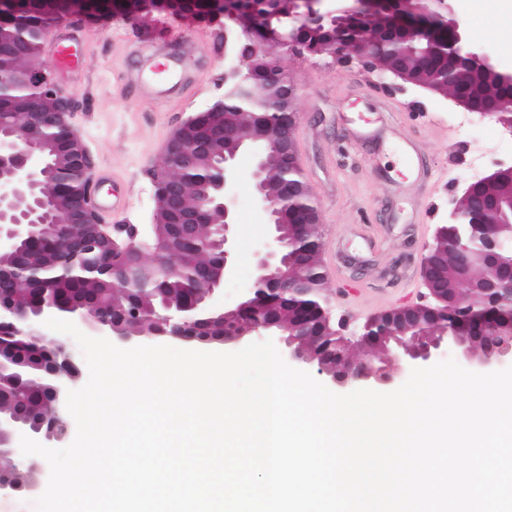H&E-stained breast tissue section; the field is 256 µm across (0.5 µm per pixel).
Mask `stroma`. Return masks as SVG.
<instances>
[{
  "instance_id": "stroma-1",
  "label": "stroma",
  "mask_w": 512,
  "mask_h": 512,
  "mask_svg": "<svg viewBox=\"0 0 512 512\" xmlns=\"http://www.w3.org/2000/svg\"><path fill=\"white\" fill-rule=\"evenodd\" d=\"M156 15L121 16L91 25L67 22L45 42L35 64L78 99L70 122L95 170L125 190L116 212L102 213L119 239L153 221L149 171L173 131L224 96V48L213 26L172 22L166 32L169 98L141 94L150 82ZM472 41L512 66V13L496 0L461 21ZM67 45L71 67L54 52ZM297 87L295 130L300 166L320 212L325 243L323 294L350 330L381 312L424 303L421 259L468 187L512 168V132L495 118L466 111L450 96L404 82L330 54L284 55ZM253 156L236 161L238 199L232 276L222 298L234 300L236 276L253 271L255 244L269 234L250 193Z\"/></svg>"
}]
</instances>
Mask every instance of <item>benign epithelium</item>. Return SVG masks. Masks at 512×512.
Masks as SVG:
<instances>
[{"mask_svg": "<svg viewBox=\"0 0 512 512\" xmlns=\"http://www.w3.org/2000/svg\"><path fill=\"white\" fill-rule=\"evenodd\" d=\"M124 15L136 20L149 11L162 8L165 0H128ZM324 0H201L205 10L224 17V56L229 58L224 81L233 89L247 83L249 71L241 55L240 37L250 39L249 51L270 54H300L302 44L293 35L295 27L346 26L353 17L373 18L378 27L352 29L336 34L331 53L346 61L355 56L363 64L414 80L410 63L397 43L386 41L388 32L405 31L424 39L415 55V67L425 70L436 56H446L458 67L473 65L484 75L512 88V70L500 67L482 48L471 43L454 16L450 0H338L328 7ZM101 0H69V5L53 12L42 29L37 48H42L53 27L74 16L98 13ZM17 0H0V28L17 26ZM268 86L248 99L255 109L248 118L229 111L228 104H215L196 112L171 135L155 166L154 185L157 223L170 225V233L157 251L145 255L144 246L127 243L118 247L109 225L100 218L90 201L91 162L86 148L68 122L74 98L60 93L53 79L42 68L31 66L25 80L28 95L18 112H4L0 106V257L19 259L25 247L49 246L57 253L58 280L74 277L94 279L112 273L116 286L137 279L136 269L156 266L181 252H187L209 224L208 246L217 254L218 265L200 266L188 275L181 295L165 299L159 309L142 314L134 310L120 320L101 308L90 314L85 305L56 304L44 297L27 306L13 294L0 293V328L8 330L20 348L39 341L55 347L67 363L72 355L65 346L35 333L46 319L79 317L96 330L127 338L165 336L193 343L202 336H215L219 342H233L244 336H279L288 359L317 368L319 374L338 388L387 385L396 373V361L427 362L445 349L456 351L472 366L488 368L512 363V168L499 171L473 184L465 199L476 224H444L437 230L436 243L422 258V276L434 305L394 309L384 317L368 320L359 332L345 334L340 322L336 335L357 340L362 358L355 366L339 370L312 353L308 323L302 318L285 326L273 315L279 298L295 291L301 274L320 255L317 204L303 180L295 153V88L288 74L274 59L266 73ZM425 86L445 93L471 112L497 117L512 130V93L482 99L475 96L467 81L448 72V81L427 82ZM255 146L253 196L270 236L254 251L251 287L231 307L216 298L224 276L234 261L231 228L234 224L233 198L236 191L235 160L241 149ZM218 153L220 158L203 175L211 191L198 197L192 208L186 206L182 176H195L199 156ZM285 161L280 173L270 166V156ZM290 184L289 192L273 195L274 181ZM51 182L67 186L68 195L48 205L45 186ZM448 242L454 258L456 280L461 286L480 291L490 302L479 309L467 301L460 289L440 287L445 257L441 242ZM481 262L483 272L474 275ZM437 312L441 320L430 331L422 328L417 313ZM156 323L152 331L140 328L141 317ZM9 372L21 381L29 376L16 351L0 348V374ZM50 398L56 426L43 431L20 410H0V453L20 457L13 447L18 435L57 439L67 431L63 415L67 396L65 377L49 373Z\"/></svg>", "mask_w": 512, "mask_h": 512, "instance_id": "benign-epithelium-1", "label": "benign epithelium"}]
</instances>
